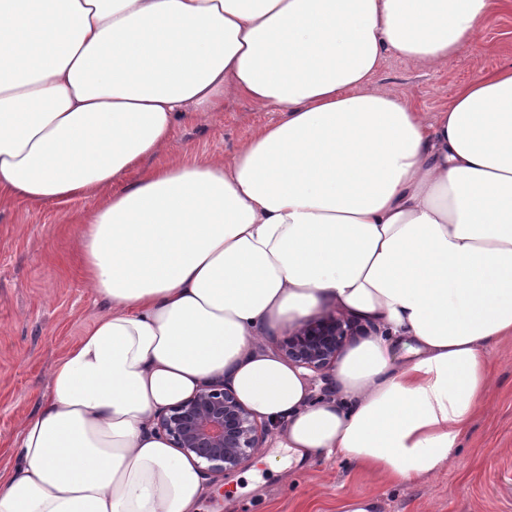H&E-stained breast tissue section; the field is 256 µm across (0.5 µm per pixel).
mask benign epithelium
<instances>
[{"label": "benign epithelium", "mask_w": 512, "mask_h": 512, "mask_svg": "<svg viewBox=\"0 0 512 512\" xmlns=\"http://www.w3.org/2000/svg\"><path fill=\"white\" fill-rule=\"evenodd\" d=\"M356 331L352 324L325 315L288 334L282 350L297 366L322 373ZM272 425L257 420L231 385L211 383L156 418V429L172 446L205 464L213 475H225L250 461Z\"/></svg>", "instance_id": "1"}]
</instances>
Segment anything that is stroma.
<instances>
[{
    "instance_id": "1",
    "label": "stroma",
    "mask_w": 512,
    "mask_h": 512,
    "mask_svg": "<svg viewBox=\"0 0 512 512\" xmlns=\"http://www.w3.org/2000/svg\"><path fill=\"white\" fill-rule=\"evenodd\" d=\"M512 64V8L493 12L479 40L442 68H421L388 54L374 85L387 88L432 118L463 84ZM278 110H258L243 99L180 126L172 156L228 154ZM98 204L93 196L66 206L0 209V472L15 462L14 444L25 418L50 393L49 373L106 305L86 288L77 246V221ZM494 390L466 431L461 464L398 487L380 474L335 459L291 465L292 481L255 463L206 479L200 512H346L368 494L378 512H512V340L491 354ZM240 493L228 500V485Z\"/></svg>"
}]
</instances>
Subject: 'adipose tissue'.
<instances>
[{
	"instance_id": "adipose-tissue-1",
	"label": "adipose tissue",
	"mask_w": 512,
	"mask_h": 512,
	"mask_svg": "<svg viewBox=\"0 0 512 512\" xmlns=\"http://www.w3.org/2000/svg\"><path fill=\"white\" fill-rule=\"evenodd\" d=\"M511 5L0 0V208L98 197L78 243L109 307L24 420L0 512H197L154 418L217 380L296 460L400 486L457 463L512 338V64L429 120L370 78L448 65ZM231 98L281 115L167 157ZM324 314L362 332L318 394L269 341Z\"/></svg>"
}]
</instances>
